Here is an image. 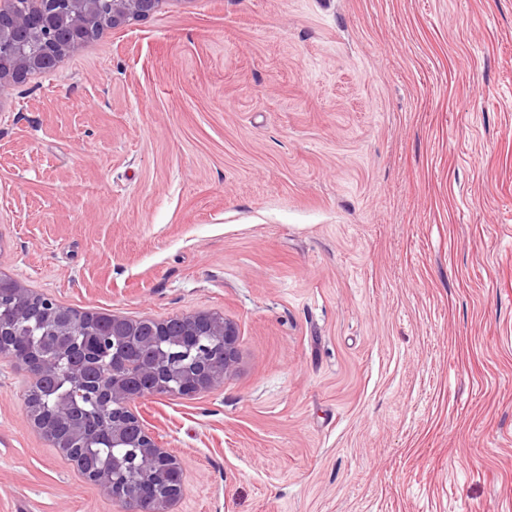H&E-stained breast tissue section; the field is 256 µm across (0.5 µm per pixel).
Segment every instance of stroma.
<instances>
[{"instance_id":"stroma-1","label":"stroma","mask_w":512,"mask_h":512,"mask_svg":"<svg viewBox=\"0 0 512 512\" xmlns=\"http://www.w3.org/2000/svg\"><path fill=\"white\" fill-rule=\"evenodd\" d=\"M0 273L238 363L133 405L175 512H512V0H165L0 94ZM0 359V512H123Z\"/></svg>"}]
</instances>
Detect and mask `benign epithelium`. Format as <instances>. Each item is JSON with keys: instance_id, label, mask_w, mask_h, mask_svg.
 <instances>
[{"instance_id": "obj_1", "label": "benign epithelium", "mask_w": 512, "mask_h": 512, "mask_svg": "<svg viewBox=\"0 0 512 512\" xmlns=\"http://www.w3.org/2000/svg\"><path fill=\"white\" fill-rule=\"evenodd\" d=\"M163 0H0V93L7 85L34 72L53 68L65 53L84 41L76 33L89 34L106 25L118 28L132 20L147 18ZM0 307L13 311L12 320L0 319V358L28 368L32 379L49 375L65 390L51 412L67 426L53 445L73 462L89 481L103 487L128 512H172L184 493L180 460L162 447L131 407L132 399L145 396L193 397L224 382L237 363L235 325L216 313L173 316L166 319H129L112 315V328L101 331L91 314L75 316L50 295H34L7 276L0 275ZM208 336L216 342L208 357L190 365L174 366L166 361L145 367L142 378L154 381L149 390L135 387L125 368H108L92 386L82 369L70 361L69 350L79 340L94 342L91 355L102 360L117 358L127 347L147 349L163 358L162 344ZM86 396L104 420L112 444H131L141 449L143 463L132 472L120 464L109 471L89 468L81 448L89 440L85 412L71 397ZM163 467L171 484L161 490L151 481L152 472Z\"/></svg>"}]
</instances>
